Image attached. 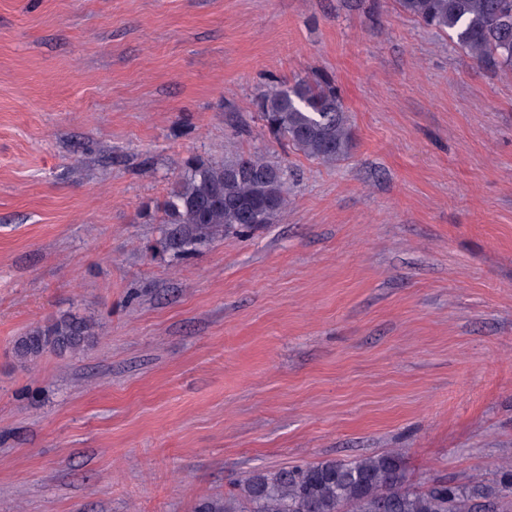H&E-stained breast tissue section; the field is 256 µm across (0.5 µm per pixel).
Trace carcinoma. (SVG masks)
<instances>
[{"instance_id": "obj_1", "label": "carcinoma", "mask_w": 512, "mask_h": 512, "mask_svg": "<svg viewBox=\"0 0 512 512\" xmlns=\"http://www.w3.org/2000/svg\"><path fill=\"white\" fill-rule=\"evenodd\" d=\"M399 9L450 35L487 69L512 67V0H397ZM256 108L268 131L309 158L333 164L354 147L350 116L334 82L300 79L261 94ZM288 203L285 171L258 156L231 160L192 158L163 203L166 240L177 248L207 242L228 227L271 224ZM95 339L87 319L62 316L31 328L14 345L22 362L45 352L75 353ZM512 470L493 486L410 479L398 451L327 459L246 478L198 512H478L512 503Z\"/></svg>"}]
</instances>
